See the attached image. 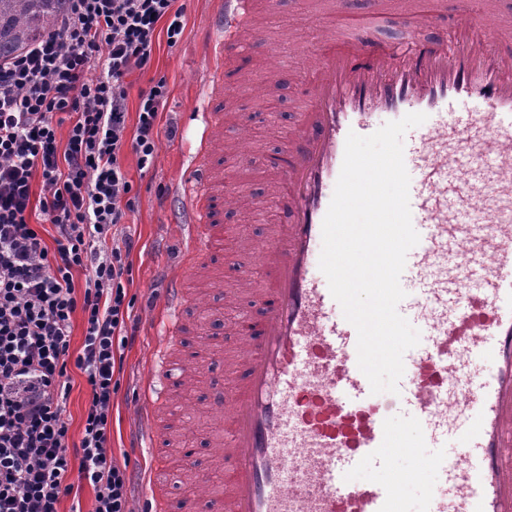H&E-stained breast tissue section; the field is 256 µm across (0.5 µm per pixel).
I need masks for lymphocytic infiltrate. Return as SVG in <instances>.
<instances>
[{"instance_id":"obj_1","label":"lymphocytic infiltrate","mask_w":512,"mask_h":512,"mask_svg":"<svg viewBox=\"0 0 512 512\" xmlns=\"http://www.w3.org/2000/svg\"><path fill=\"white\" fill-rule=\"evenodd\" d=\"M175 2L66 0L53 31L0 61V512H62L78 480L93 490L92 512H132L133 478L112 453V393L114 342L136 331L135 240L113 230L132 210L126 153L149 170L178 127L162 120L163 77L141 91L128 127L125 79L150 63L158 28L168 45L182 39ZM76 371L90 399L75 442Z\"/></svg>"}]
</instances>
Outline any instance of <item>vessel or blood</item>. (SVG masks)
I'll use <instances>...</instances> for the list:
<instances>
[{
  "label": "vessel or blood",
  "mask_w": 512,
  "mask_h": 512,
  "mask_svg": "<svg viewBox=\"0 0 512 512\" xmlns=\"http://www.w3.org/2000/svg\"><path fill=\"white\" fill-rule=\"evenodd\" d=\"M252 0H216L208 62L228 61ZM464 15L456 47L404 49L368 28L326 37L307 102L273 164L283 220L260 260L259 319L239 329L243 369L222 400L224 512H512V45ZM194 115L200 144L182 181L185 257L156 334L183 332L182 285L222 241L210 193L222 112L213 93ZM473 111H465V104ZM409 113L404 135L412 223L400 315L420 333L394 393H372L357 332L319 269L322 223L348 133ZM169 354L144 379L139 436L157 512L165 433L157 411Z\"/></svg>",
  "instance_id": "obj_1"
}]
</instances>
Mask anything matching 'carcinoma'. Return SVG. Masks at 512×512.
Returning a JSON list of instances; mask_svg holds the SVG:
<instances>
[{
    "instance_id": "cac0c4a2",
    "label": "carcinoma",
    "mask_w": 512,
    "mask_h": 512,
    "mask_svg": "<svg viewBox=\"0 0 512 512\" xmlns=\"http://www.w3.org/2000/svg\"><path fill=\"white\" fill-rule=\"evenodd\" d=\"M65 0H0V60L50 31Z\"/></svg>"
}]
</instances>
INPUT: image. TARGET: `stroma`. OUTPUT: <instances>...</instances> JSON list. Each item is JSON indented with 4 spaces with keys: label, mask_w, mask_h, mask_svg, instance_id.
I'll return each instance as SVG.
<instances>
[{
    "label": "stroma",
    "mask_w": 512,
    "mask_h": 512,
    "mask_svg": "<svg viewBox=\"0 0 512 512\" xmlns=\"http://www.w3.org/2000/svg\"><path fill=\"white\" fill-rule=\"evenodd\" d=\"M254 2L255 14L244 32L236 74L230 84L218 89L224 103V129L214 188L220 195L242 200L241 206L224 211L223 225L229 238H246L249 246L257 249L281 221L272 195L280 173L267 161L282 148L303 107L320 30L335 28L336 15L343 8L374 24L377 35L386 40L402 41L412 35L421 42L450 41L457 37L453 18L464 10L479 11L482 0H439L435 16L419 25L411 19L413 0H345L341 8L336 0ZM178 4L187 22L182 40L173 47L163 42L156 45L149 65L134 70L127 79V108L133 112L140 92L153 81L166 78L169 96L165 111L179 128L175 139L161 138L155 165L149 171L138 170L135 156L127 158L134 205L126 230L138 240L131 256L129 293L134 298L132 315L138 331L124 351L125 371L112 396V435L116 457L127 461L138 479L133 512H143L145 507L147 491L141 477L149 468L146 449L135 445L139 381L158 344L152 334V316L180 262L183 202L179 186L195 149L188 117L201 107L197 87L209 76L204 57L214 0H178ZM240 265L235 272L216 258L185 283L190 299L183 345L172 355L182 365L195 368L196 374L174 384L159 415L169 440L166 463L178 475L171 494L176 501L192 499L198 487L196 476L179 471L184 455L196 460L199 474L214 483L220 480L221 460L215 443L221 423L212 411L210 394L231 379L224 353L237 345L238 337L230 326L238 317L252 316V297L264 284L258 258L242 255Z\"/></svg>",
    "instance_id": "35a3bbf8"
}]
</instances>
